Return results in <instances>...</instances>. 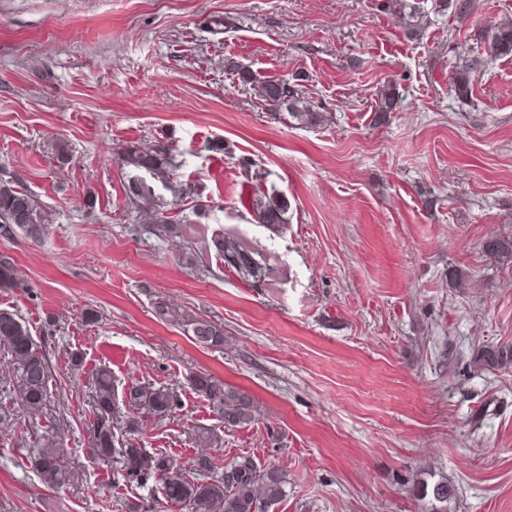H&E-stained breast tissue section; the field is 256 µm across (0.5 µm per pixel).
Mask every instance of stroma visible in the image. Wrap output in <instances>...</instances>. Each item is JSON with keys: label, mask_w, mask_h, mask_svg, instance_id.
<instances>
[{"label": "stroma", "mask_w": 512, "mask_h": 512, "mask_svg": "<svg viewBox=\"0 0 512 512\" xmlns=\"http://www.w3.org/2000/svg\"><path fill=\"white\" fill-rule=\"evenodd\" d=\"M383 2L0 0V179L51 213L41 239L0 236L22 282L0 309L51 371L47 410L28 413L0 352V512H181L158 480L128 486L91 460L102 366L178 396L168 418L136 414L139 447L185 470L203 453L282 469L268 512H438L421 488L440 481L447 512H512V363L474 362L512 347V264L484 249L512 236V57L486 59L469 97L450 89L512 0H474L464 19L421 0L413 39ZM295 73L327 123L272 116L245 81ZM389 81L401 98L379 123ZM128 145L170 149L178 178L202 184L214 209L194 252L135 223ZM270 188L290 203L279 235L251 219ZM220 234L268 253L269 276L225 268ZM160 300L221 325L223 345L159 319ZM200 371L247 392L254 422L225 427L187 382ZM201 427L217 443L197 442ZM49 434L78 484L48 488L32 468Z\"/></svg>", "instance_id": "stroma-1"}]
</instances>
